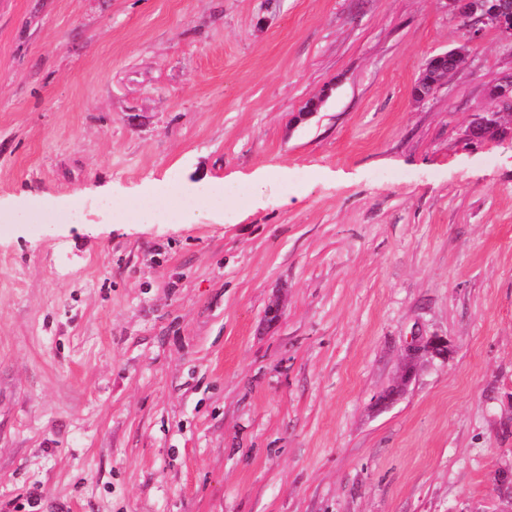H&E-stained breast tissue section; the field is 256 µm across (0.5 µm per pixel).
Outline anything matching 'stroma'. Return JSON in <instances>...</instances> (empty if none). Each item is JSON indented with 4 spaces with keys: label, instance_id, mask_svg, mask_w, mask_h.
Masks as SVG:
<instances>
[{
    "label": "stroma",
    "instance_id": "35a3bbf8",
    "mask_svg": "<svg viewBox=\"0 0 512 512\" xmlns=\"http://www.w3.org/2000/svg\"><path fill=\"white\" fill-rule=\"evenodd\" d=\"M511 75L446 0H0V512H512ZM432 60L446 64L433 73L427 69V65L424 66L420 74L421 78L416 81L412 90V95L417 101H423L432 95L437 87L447 81L448 75L457 72L470 61L464 46L434 55ZM422 84L426 85V91L421 89ZM272 178L287 179L288 167L277 165L269 167L261 174L240 175L226 180H206L193 188L178 184V194L194 199H204L207 201L209 210L212 213H223L225 188L230 189L242 185L247 186L251 192L258 193L262 184ZM171 186L165 177L161 180H152L146 184L143 189L134 197L130 198L129 202L121 207L120 205L113 204L111 196L102 195L100 200L102 203L101 216L107 221V224H112V220L123 219L127 217H135L144 224H181L178 221H185L191 214L189 209H184L175 223H170V217H164L154 212L148 207L147 201L155 200L159 195ZM139 205V207H138ZM113 206H119V209L113 210ZM405 362L403 372L400 377V381L396 389H392L387 393L383 394L380 398L382 404L389 403L396 393L398 388L402 389L411 380L414 373V362L422 354L430 356H444L448 353V342L444 338L433 336L425 341H418L408 345L405 348Z\"/></svg>",
    "mask_w": 512,
    "mask_h": 512
}]
</instances>
